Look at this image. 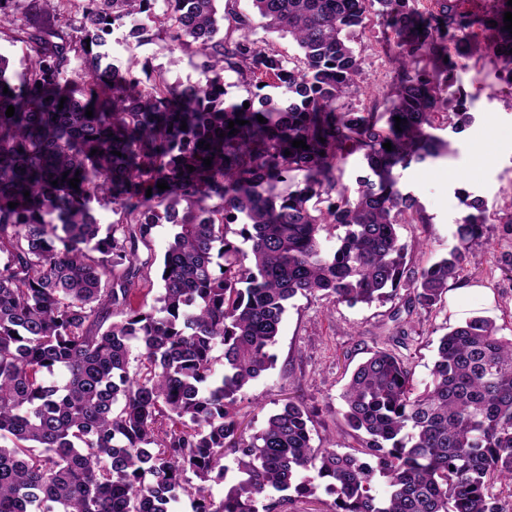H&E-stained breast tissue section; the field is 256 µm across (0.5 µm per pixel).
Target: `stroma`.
<instances>
[{"instance_id": "obj_1", "label": "stroma", "mask_w": 512, "mask_h": 512, "mask_svg": "<svg viewBox=\"0 0 512 512\" xmlns=\"http://www.w3.org/2000/svg\"><path fill=\"white\" fill-rule=\"evenodd\" d=\"M385 32L378 18H370L353 43L361 73L358 91L344 100L348 109L362 110L394 82ZM465 64L464 89L473 120L456 131L442 130L453 154L395 171L399 190L413 195L427 218L426 223L399 229L412 248L414 264L425 265L454 245L455 225L465 211L460 190L480 199L488 218L483 245L476 247L460 277L450 282L442 308L423 317L422 335H410L399 349L420 390L430 380L436 344L446 328L479 315L495 320L503 335H512V227L496 219L512 201V86L495 79L478 89V80L494 69L492 58L473 57ZM462 288L468 289V298L458 297ZM391 312L388 305L352 307L318 296L294 299L273 348L276 365L245 390L238 403L241 413L252 418L257 429L292 397L319 408L311 431L313 446L327 441L337 448L354 446L339 413V394L370 349L392 346L397 328Z\"/></svg>"}]
</instances>
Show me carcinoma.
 Returning <instances> with one entry per match:
<instances>
[{"label": "carcinoma", "instance_id": "carcinoma-1", "mask_svg": "<svg viewBox=\"0 0 512 512\" xmlns=\"http://www.w3.org/2000/svg\"><path fill=\"white\" fill-rule=\"evenodd\" d=\"M174 2L0 0V34L27 54L20 71L0 54V512H171L183 497L192 512H281L286 492L321 487L334 495L327 512H506L491 488L512 486V336L489 318L439 339L420 393L407 358L371 352L340 394L353 453L314 447V411L297 401L254 432L237 402L274 368L299 295L354 306L403 289L410 315L441 307L488 218L460 191L471 211L456 244L413 265L398 228L426 219L394 169L452 153L429 130L471 119L451 55L493 57L495 79L512 85V57H497L512 50L509 0H490L478 20L459 0H249L263 28L296 44L293 56L252 39L239 0ZM369 6L396 37L397 80L354 112L340 101L357 87L351 35ZM134 16L122 69L108 38ZM160 36L171 63L178 51L198 59L195 82L171 84L139 58ZM429 63L458 85L443 119ZM230 73L249 93L279 95L259 109L228 104ZM236 119L246 124L232 134ZM354 149L374 178L352 191L337 171ZM294 172L303 181L277 193ZM94 202L118 215L105 230ZM164 223L173 234L154 270L138 243ZM233 224L249 250L228 238ZM328 226L344 228L331 252L320 242ZM117 267L124 275L107 284ZM152 274L157 305L132 307L136 281ZM229 456L236 474L217 500L211 484L226 478Z\"/></svg>", "mask_w": 512, "mask_h": 512}]
</instances>
